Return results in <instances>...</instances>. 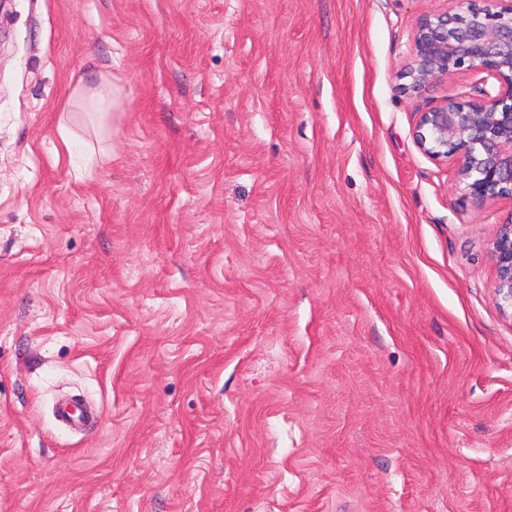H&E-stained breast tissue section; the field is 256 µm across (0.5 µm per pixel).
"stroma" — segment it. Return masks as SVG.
I'll list each match as a JSON object with an SVG mask.
<instances>
[{"mask_svg": "<svg viewBox=\"0 0 512 512\" xmlns=\"http://www.w3.org/2000/svg\"><path fill=\"white\" fill-rule=\"evenodd\" d=\"M452 6L6 0L0 512H512V201L414 139L481 78L398 89ZM77 96L87 109L95 114H99L97 116V120L100 123L104 122L106 116L109 113L108 110L111 108V106L113 109L116 103L115 95L113 94V88L110 89L106 86H99L90 92L79 89ZM512 221L503 224L492 242L491 253L496 266L495 294L502 309L512 311Z\"/></svg>", "mask_w": 512, "mask_h": 512, "instance_id": "stroma-1", "label": "stroma"}]
</instances>
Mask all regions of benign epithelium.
Instances as JSON below:
<instances>
[{"label": "benign epithelium", "instance_id": "7a95c632", "mask_svg": "<svg viewBox=\"0 0 512 512\" xmlns=\"http://www.w3.org/2000/svg\"><path fill=\"white\" fill-rule=\"evenodd\" d=\"M456 9L421 16L411 36L400 89L418 97L463 72L485 73L497 88L450 92L419 113L414 138L433 159L451 161L460 184L483 208L512 201V0H457ZM499 306L512 310V224L492 242Z\"/></svg>", "mask_w": 512, "mask_h": 512}]
</instances>
